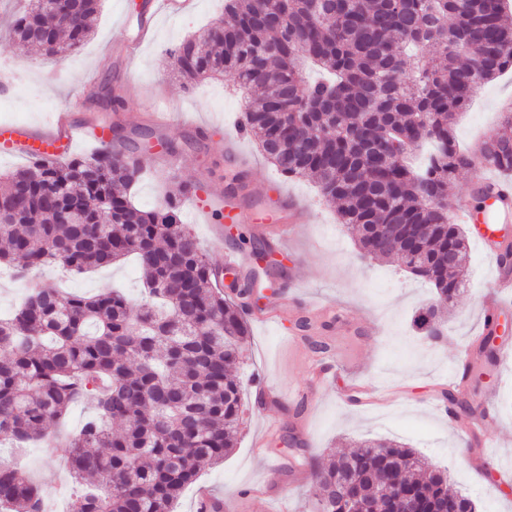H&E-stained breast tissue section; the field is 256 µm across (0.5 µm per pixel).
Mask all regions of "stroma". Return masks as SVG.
Segmentation results:
<instances>
[{"label": "stroma", "instance_id": "35a3bbf8", "mask_svg": "<svg viewBox=\"0 0 512 512\" xmlns=\"http://www.w3.org/2000/svg\"><path fill=\"white\" fill-rule=\"evenodd\" d=\"M147 0H101L94 31L73 54L51 60L13 39L10 16L21 0H0V124L11 123L34 135L60 109L71 112L84 129L73 155L94 151L98 122L117 128L123 143L139 147L145 175L131 190L136 205L149 207L163 196L162 177L172 171L181 180L220 193L232 184L234 167L224 162V127L233 124L244 105L232 75L181 85L168 52L185 37L200 35L220 14L224 0H192L181 15L158 14L150 37L134 55H126L117 40L124 25H136ZM121 91L124 105L111 110L103 99L106 87ZM512 101V70L484 84L454 125L457 141L470 145L499 131L500 109ZM178 152L172 167L157 156L166 144ZM288 194L310 209L287 253H280L261 225L232 224L228 245L240 233L251 236V252L261 279L289 282L295 302L316 300L328 310L309 315L301 310L287 329L251 322L250 339L240 368L248 397L237 448L222 464L204 468L185 491L175 512H196L202 494L223 500L229 512H311L307 455L328 464L331 456L347 453L352 442L388 439L414 448L429 463L446 469L451 489L469 496L477 512H512V477L480 461L467 429L472 415L457 413L458 426L449 429L427 407L428 397L461 358H468L464 398L478 405L492 396L494 413L486 423L492 451L512 459V365L497 368L480 353L483 303L493 281L495 263L477 243L468 245V281L445 314L444 339L429 343L416 329L419 308L435 301L430 286L401 270L393 260L361 258L345 225L333 208L322 203L313 182L283 179ZM44 281L59 282L69 291L95 295L118 286L138 297L143 282L133 265L114 266L90 274L51 269L17 278L0 273V311L20 302L30 288ZM334 362L326 380L311 381L315 358ZM375 385L394 388L397 399L360 403L357 389ZM314 390L313 400L294 409L259 401V387ZM275 462V480L265 476ZM0 462L18 464L31 477L49 512H66L71 490L62 460H48L42 449L15 453L0 447Z\"/></svg>", "mask_w": 512, "mask_h": 512}]
</instances>
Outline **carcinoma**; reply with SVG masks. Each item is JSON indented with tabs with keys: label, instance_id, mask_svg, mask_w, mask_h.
I'll return each mask as SVG.
<instances>
[{
	"label": "carcinoma",
	"instance_id": "obj_1",
	"mask_svg": "<svg viewBox=\"0 0 512 512\" xmlns=\"http://www.w3.org/2000/svg\"><path fill=\"white\" fill-rule=\"evenodd\" d=\"M99 0H63L52 28L31 37L27 0L15 14L18 40L47 56L75 52L91 36ZM508 0H224V16L184 39L172 64L184 84L233 73L246 93L243 120L262 154L287 178L314 180L338 206L361 256L395 258L441 300L466 285L468 241L443 205L474 155L512 173V136L462 151L453 123L483 84L512 69ZM133 155L107 143L88 156L31 161L0 176V268L18 274L59 266L75 274L135 257L145 297L86 296L43 286L0 317V439L45 442L81 489L70 512H172L200 471L224 462L244 421L235 376L249 336L253 285L226 295L184 206L195 185L169 178L162 201L136 206ZM76 210L83 223L61 221ZM411 224L416 238L385 236ZM432 225L431 229L423 225ZM441 337L433 307L416 319ZM87 397L97 415L63 441H45ZM120 422V432L112 423ZM317 512H378L386 477L430 509L450 496L448 471L386 439L360 443L328 466L304 458ZM0 512H45L38 488L0 465Z\"/></svg>",
	"mask_w": 512,
	"mask_h": 512
}]
</instances>
